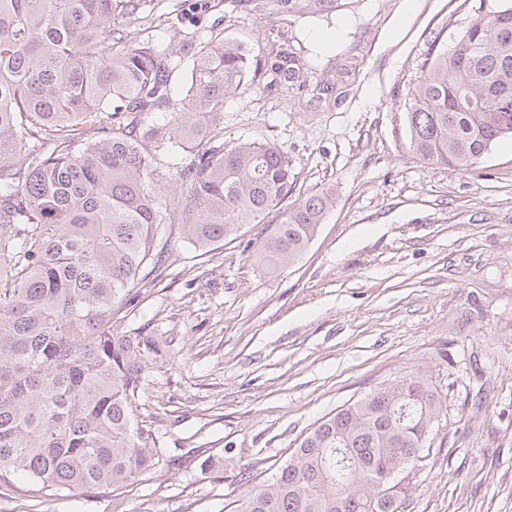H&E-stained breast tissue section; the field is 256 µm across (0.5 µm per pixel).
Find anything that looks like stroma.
Segmentation results:
<instances>
[{
  "label": "stroma",
  "instance_id": "stroma-1",
  "mask_svg": "<svg viewBox=\"0 0 512 512\" xmlns=\"http://www.w3.org/2000/svg\"><path fill=\"white\" fill-rule=\"evenodd\" d=\"M335 0L353 15L312 86L250 82L224 101V142L273 144L288 197L333 203L299 260L269 274L258 228L195 251L169 229L161 278L116 327L166 343L135 403L164 458L133 485L44 495L0 482V512H234L249 475L270 476L303 437L367 394L420 377L440 417L409 475L404 512H512V138L476 171L410 149L406 108L436 43L482 0ZM139 41L177 50L211 30L259 59L269 27L298 36L303 12L264 0H141ZM218 460L204 471L200 462Z\"/></svg>",
  "mask_w": 512,
  "mask_h": 512
}]
</instances>
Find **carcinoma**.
<instances>
[{"label": "carcinoma", "instance_id": "1", "mask_svg": "<svg viewBox=\"0 0 512 512\" xmlns=\"http://www.w3.org/2000/svg\"><path fill=\"white\" fill-rule=\"evenodd\" d=\"M140 0H0V476L38 492H102L159 464L133 406L163 342L112 318L160 273L167 226L207 253L243 224L262 225L253 260L275 274L299 259L332 204L288 206L283 151L224 145L226 96L261 72L298 79L302 42L284 35L263 63L236 40L184 43L186 95L171 54L132 36ZM407 108L421 161L474 170L512 137V13L478 20L424 60ZM181 160L183 200L160 188L161 157ZM323 419L236 512H395L376 478L423 448L438 400L418 377Z\"/></svg>", "mask_w": 512, "mask_h": 512}]
</instances>
